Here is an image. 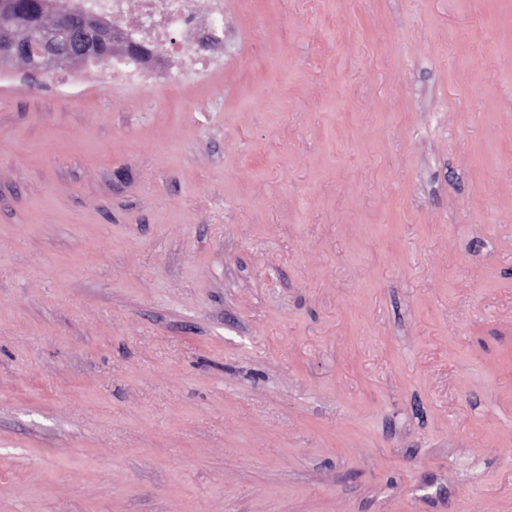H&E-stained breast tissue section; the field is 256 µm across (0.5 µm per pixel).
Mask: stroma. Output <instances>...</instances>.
Returning <instances> with one entry per match:
<instances>
[{
	"instance_id": "1",
	"label": "stroma",
	"mask_w": 512,
	"mask_h": 512,
	"mask_svg": "<svg viewBox=\"0 0 512 512\" xmlns=\"http://www.w3.org/2000/svg\"><path fill=\"white\" fill-rule=\"evenodd\" d=\"M222 4L0 82V512H512V0ZM139 3L144 25L140 35L147 45L144 55L138 60L112 59L105 55L85 62L97 61L105 65L112 60L108 74L111 84L134 85L145 81L168 63L166 55H190L188 77L224 65L223 61L205 53L209 41L219 33L224 36V14L220 8L211 7L205 13H198L189 6L188 0H139ZM174 33L180 36L179 42H173Z\"/></svg>"
}]
</instances>
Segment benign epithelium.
Returning <instances> with one entry per match:
<instances>
[{
  "instance_id": "benign-epithelium-1",
  "label": "benign epithelium",
  "mask_w": 512,
  "mask_h": 512,
  "mask_svg": "<svg viewBox=\"0 0 512 512\" xmlns=\"http://www.w3.org/2000/svg\"><path fill=\"white\" fill-rule=\"evenodd\" d=\"M100 44L95 41L87 16L56 15L43 18L42 25L25 36L17 31L5 16L0 19V64L23 62L28 68L50 71L67 64L80 65L87 57L97 54ZM139 43L125 33L120 41L107 40L105 50L114 54H136Z\"/></svg>"
}]
</instances>
